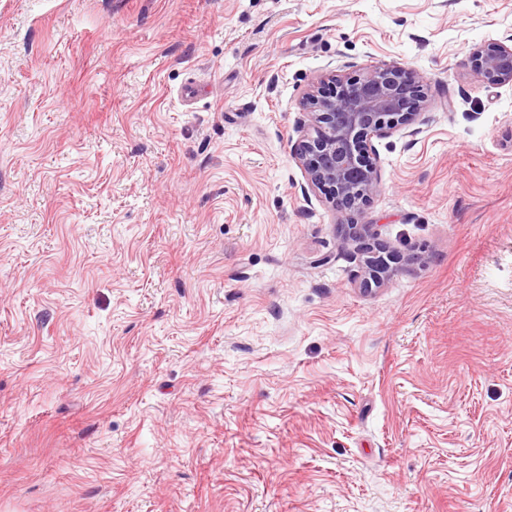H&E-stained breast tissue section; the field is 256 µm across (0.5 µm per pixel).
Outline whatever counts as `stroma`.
<instances>
[{"mask_svg": "<svg viewBox=\"0 0 512 512\" xmlns=\"http://www.w3.org/2000/svg\"><path fill=\"white\" fill-rule=\"evenodd\" d=\"M512 0H0V512H512ZM423 74L361 213L320 76ZM198 95L184 103L181 91ZM411 256L364 290L341 224ZM470 63L483 82L493 86L512 85V36L502 42L477 45L470 54Z\"/></svg>", "mask_w": 512, "mask_h": 512, "instance_id": "obj_1", "label": "stroma"}]
</instances>
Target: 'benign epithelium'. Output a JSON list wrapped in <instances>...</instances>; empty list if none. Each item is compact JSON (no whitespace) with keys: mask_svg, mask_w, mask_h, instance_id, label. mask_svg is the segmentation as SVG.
Segmentation results:
<instances>
[{"mask_svg":"<svg viewBox=\"0 0 512 512\" xmlns=\"http://www.w3.org/2000/svg\"><path fill=\"white\" fill-rule=\"evenodd\" d=\"M473 72L493 86L512 85V36L472 49ZM424 77L383 63L357 77L330 74L305 98L310 130L297 145L296 159L309 185L340 211H360L381 190L373 140L420 122ZM374 224H353L348 237L363 258V285L393 272L394 251L379 240Z\"/></svg>","mask_w":512,"mask_h":512,"instance_id":"benign-epithelium-1","label":"benign epithelium"}]
</instances>
